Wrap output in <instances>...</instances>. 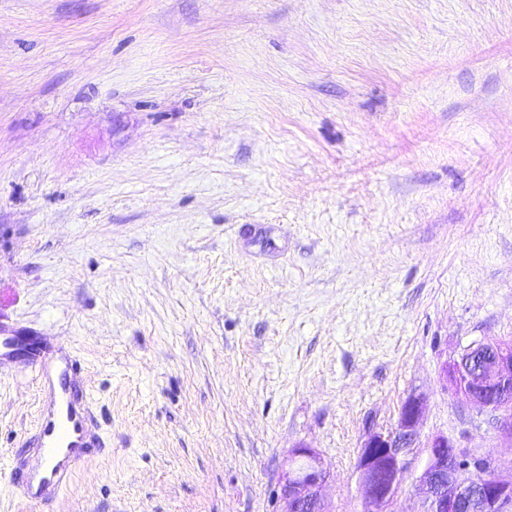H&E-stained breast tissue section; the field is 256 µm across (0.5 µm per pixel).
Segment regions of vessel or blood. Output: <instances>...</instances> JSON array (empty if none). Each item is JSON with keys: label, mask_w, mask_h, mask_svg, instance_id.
I'll list each match as a JSON object with an SVG mask.
<instances>
[{"label": "vessel or blood", "mask_w": 512, "mask_h": 512, "mask_svg": "<svg viewBox=\"0 0 512 512\" xmlns=\"http://www.w3.org/2000/svg\"><path fill=\"white\" fill-rule=\"evenodd\" d=\"M37 364L47 386L39 429L33 448L14 456L6 474L11 487L36 503L69 488L76 470L99 446L94 401L77 377L78 355L69 349L48 352Z\"/></svg>", "instance_id": "vessel-or-blood-1"}]
</instances>
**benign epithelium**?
<instances>
[{
    "instance_id": "7a95c632",
    "label": "benign epithelium",
    "mask_w": 512,
    "mask_h": 512,
    "mask_svg": "<svg viewBox=\"0 0 512 512\" xmlns=\"http://www.w3.org/2000/svg\"><path fill=\"white\" fill-rule=\"evenodd\" d=\"M441 378L476 409L496 414L500 439L504 446L512 445V347L493 340L472 345L444 363ZM426 409V397L413 393L402 404L394 428L365 435L356 462L364 512H391L408 471L407 457L416 448L426 455L418 477L422 512H459L464 505L476 512H512V478L503 479L492 468L488 481L478 484L464 468L451 466L457 448L447 435L420 440L418 424ZM329 476L317 449L306 444L292 448L280 479V512H330L322 498Z\"/></svg>"
}]
</instances>
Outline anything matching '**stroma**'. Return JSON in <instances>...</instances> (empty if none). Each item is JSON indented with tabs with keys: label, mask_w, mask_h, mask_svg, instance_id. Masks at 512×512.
I'll return each instance as SVG.
<instances>
[{
	"label": "stroma",
	"mask_w": 512,
	"mask_h": 512,
	"mask_svg": "<svg viewBox=\"0 0 512 512\" xmlns=\"http://www.w3.org/2000/svg\"><path fill=\"white\" fill-rule=\"evenodd\" d=\"M0 461L32 359L83 362L107 447L0 512H330L408 395L512 476L440 379L512 338V0H0ZM329 476V466L316 448H292L280 479L284 508L279 512H330L322 498Z\"/></svg>",
	"instance_id": "stroma-1"
}]
</instances>
